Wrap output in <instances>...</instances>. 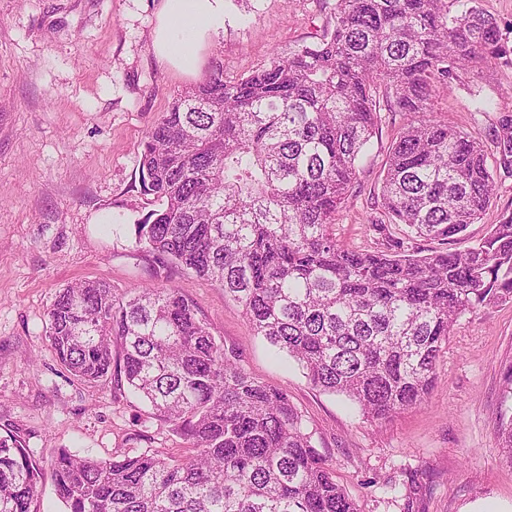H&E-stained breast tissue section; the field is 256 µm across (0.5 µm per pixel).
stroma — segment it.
Instances as JSON below:
<instances>
[{
  "label": "stroma",
  "instance_id": "1",
  "mask_svg": "<svg viewBox=\"0 0 512 512\" xmlns=\"http://www.w3.org/2000/svg\"><path fill=\"white\" fill-rule=\"evenodd\" d=\"M163 0H0V425L17 423L43 468V512H62L51 462L60 449L113 458L153 449L190 455L189 443L115 383L75 380L46 335L59 290L99 280L119 293L171 285L191 301L226 352L268 385L287 388L312 441L360 512H512V461L498 445L504 369L512 364V301L481 306L454 325L421 405L373 422L254 334L222 288L161 264L137 244L153 210L139 185L147 132L173 98L207 75L241 78L316 41L336 0H231L219 34L197 44L184 72L156 53ZM486 111H477L478 103ZM434 117L478 133L497 190L480 222L449 241L417 239L423 253L464 250L512 214V165L493 142L512 114V67L462 72L438 86ZM408 121L382 110L379 132L336 237L373 248L366 226L386 151Z\"/></svg>",
  "mask_w": 512,
  "mask_h": 512
}]
</instances>
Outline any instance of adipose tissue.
<instances>
[{"label": "adipose tissue", "mask_w": 512, "mask_h": 512, "mask_svg": "<svg viewBox=\"0 0 512 512\" xmlns=\"http://www.w3.org/2000/svg\"><path fill=\"white\" fill-rule=\"evenodd\" d=\"M227 15L225 0H165L157 31L159 56L184 71L198 64V38L219 33Z\"/></svg>", "instance_id": "1"}]
</instances>
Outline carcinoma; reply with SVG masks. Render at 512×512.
<instances>
[{"instance_id": "1", "label": "carcinoma", "mask_w": 512, "mask_h": 512, "mask_svg": "<svg viewBox=\"0 0 512 512\" xmlns=\"http://www.w3.org/2000/svg\"><path fill=\"white\" fill-rule=\"evenodd\" d=\"M503 64L512 45L481 0H338L317 41L173 100L143 144L141 192L160 208L136 225L137 243L224 288L256 334L367 419L419 405L458 319L512 301V215L464 251L405 245L458 236L491 204L481 139L433 119L431 99L460 71ZM383 102L415 117L379 188L406 235L375 221L380 246L349 249L333 233L336 211ZM496 143L511 159L512 115ZM46 329L70 375L126 384L193 448L112 460L60 450L54 486L67 512H359L288 391L244 372L178 289L68 285ZM28 437L13 423L0 434V512H41ZM498 438L512 459V406Z\"/></svg>"}]
</instances>
